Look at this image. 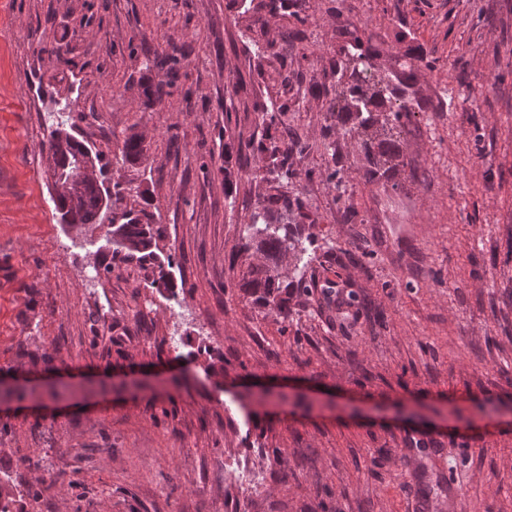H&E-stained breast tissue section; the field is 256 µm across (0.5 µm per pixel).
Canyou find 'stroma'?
<instances>
[{
	"label": "stroma",
	"mask_w": 512,
	"mask_h": 512,
	"mask_svg": "<svg viewBox=\"0 0 512 512\" xmlns=\"http://www.w3.org/2000/svg\"><path fill=\"white\" fill-rule=\"evenodd\" d=\"M260 3L0 0V489L13 512H512V0ZM358 37L386 78L415 73L387 171L330 110ZM174 44L157 106L145 58ZM60 122L146 189L124 204L164 226L180 315L113 256L111 214L60 222ZM290 133L306 274L355 301L315 289L284 321L235 283L259 146ZM421 433L436 452L401 468Z\"/></svg>",
	"instance_id": "obj_1"
}]
</instances>
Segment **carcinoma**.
Here are the masks:
<instances>
[{
	"instance_id": "obj_1",
	"label": "carcinoma",
	"mask_w": 512,
	"mask_h": 512,
	"mask_svg": "<svg viewBox=\"0 0 512 512\" xmlns=\"http://www.w3.org/2000/svg\"><path fill=\"white\" fill-rule=\"evenodd\" d=\"M372 60L371 55L363 53L348 57L350 78L353 81L351 94H360L370 102L390 95L394 99L391 128H397L400 126L402 113L410 111V107L405 103L402 93L377 74ZM299 147L301 141L298 138L291 143L284 140L269 147H261V151L267 156L266 176L263 180L271 184L291 178V157ZM43 150L47 151L56 182L61 185L66 184L74 174L78 160L92 153V149L85 141L60 127L50 132L43 143ZM120 152L125 161L140 159L144 153L143 140L135 134L126 136ZM136 192L138 188L130 185L115 183L112 189L108 190L104 185L94 181L82 184L76 203H69L65 193L59 191L55 192L54 202L65 224H94L103 209L112 207V242L117 247L127 250L128 256H135L142 262L155 265V274L150 286L159 291L164 289L171 292L174 285L168 268L175 264V257L170 254L160 261L156 253L157 240L163 235V225L152 223L149 215L142 210L134 212L119 206L126 196ZM278 210H283L287 214L292 212L288 196L282 193H269L251 214L249 224L244 229L246 238L269 260V263L248 266L236 287L251 291L256 295V302L259 305L277 311L286 322L289 315L288 295L294 291H308V284L302 270L294 279L288 282L282 280L279 261L284 255L302 261L303 256L308 254V248L314 245L315 237L305 233V228L300 224L272 223L271 212Z\"/></svg>"
}]
</instances>
